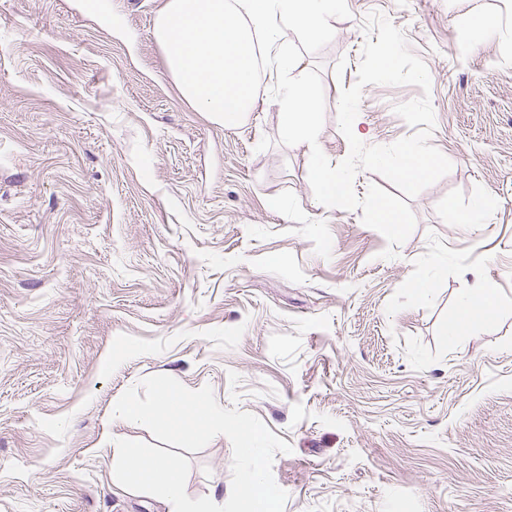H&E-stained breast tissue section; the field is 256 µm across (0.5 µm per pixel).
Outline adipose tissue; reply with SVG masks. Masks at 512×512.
<instances>
[{
    "label": "adipose tissue",
    "instance_id": "adipose-tissue-1",
    "mask_svg": "<svg viewBox=\"0 0 512 512\" xmlns=\"http://www.w3.org/2000/svg\"><path fill=\"white\" fill-rule=\"evenodd\" d=\"M340 6L341 0H165L154 34L182 97L217 125L238 124L254 111L262 74L279 84L282 138L313 143L323 92L302 78L280 81L278 69L288 62L289 33L321 39ZM495 312L491 291L476 286L444 334L453 341L470 327L491 325Z\"/></svg>",
    "mask_w": 512,
    "mask_h": 512
}]
</instances>
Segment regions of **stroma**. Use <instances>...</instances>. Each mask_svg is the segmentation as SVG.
Listing matches in <instances>:
<instances>
[{"instance_id": "stroma-1", "label": "stroma", "mask_w": 512, "mask_h": 512, "mask_svg": "<svg viewBox=\"0 0 512 512\" xmlns=\"http://www.w3.org/2000/svg\"><path fill=\"white\" fill-rule=\"evenodd\" d=\"M106 2L0 0V512H169L112 479L116 440H153L112 401L159 374L290 443L284 512H512V0H342L324 38L288 36L305 67L282 76L324 89L335 164L365 17L428 68L452 169L393 258L361 210L315 199L273 86L216 125L168 73L165 0ZM421 94L365 86L366 145L413 135L394 107ZM478 283L494 324L448 342ZM232 456L223 435L189 453L190 497L229 499Z\"/></svg>"}]
</instances>
